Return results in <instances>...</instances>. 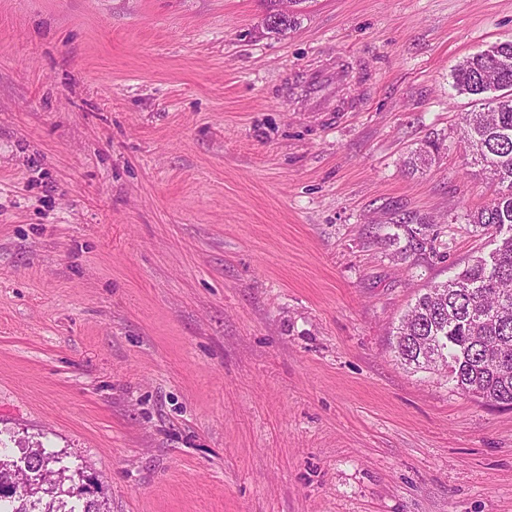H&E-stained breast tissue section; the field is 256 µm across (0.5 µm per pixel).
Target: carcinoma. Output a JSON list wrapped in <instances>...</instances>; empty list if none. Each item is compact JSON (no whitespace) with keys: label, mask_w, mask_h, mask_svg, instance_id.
I'll list each match as a JSON object with an SVG mask.
<instances>
[{"label":"carcinoma","mask_w":512,"mask_h":512,"mask_svg":"<svg viewBox=\"0 0 512 512\" xmlns=\"http://www.w3.org/2000/svg\"><path fill=\"white\" fill-rule=\"evenodd\" d=\"M268 28L283 34L294 17L270 0ZM452 87L475 97L477 109L463 117L470 154L496 183L495 196L470 223L483 230H512V41L494 43L452 71ZM438 151L433 140L407 157L413 171ZM493 264L476 257L455 278L416 298L400 321L391 348L402 364L444 370L464 395L512 406V234L492 252ZM30 476L17 461L0 458V512H103L87 497L85 476L66 474L63 458L30 448Z\"/></svg>","instance_id":"cac0c4a2"}]
</instances>
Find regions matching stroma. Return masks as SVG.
<instances>
[{
  "label": "stroma",
  "instance_id": "obj_1",
  "mask_svg": "<svg viewBox=\"0 0 512 512\" xmlns=\"http://www.w3.org/2000/svg\"><path fill=\"white\" fill-rule=\"evenodd\" d=\"M267 8L0 0V448L105 512H512V409L390 345L495 247L451 72L512 0ZM336 61L355 111L294 91Z\"/></svg>",
  "mask_w": 512,
  "mask_h": 512
}]
</instances>
